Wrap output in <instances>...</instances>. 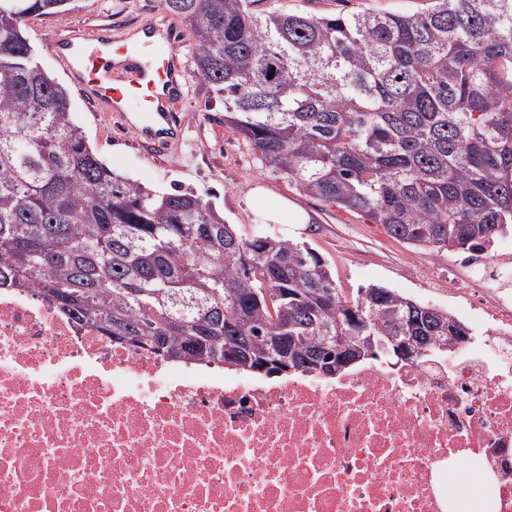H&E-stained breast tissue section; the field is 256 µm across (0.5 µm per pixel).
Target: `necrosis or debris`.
Listing matches in <instances>:
<instances>
[{"mask_svg": "<svg viewBox=\"0 0 512 512\" xmlns=\"http://www.w3.org/2000/svg\"><path fill=\"white\" fill-rule=\"evenodd\" d=\"M498 300L447 361L328 382L170 371L0 292V512H454L456 470L512 512V248L468 263ZM471 463L477 465L478 462L472 460L466 464L470 465ZM475 465L467 468L465 473V486L460 494L464 498H477L482 503H486L487 507H490L494 495L492 478L486 473L483 474L480 468Z\"/></svg>", "mask_w": 512, "mask_h": 512, "instance_id": "obj_1", "label": "necrosis or debris"}]
</instances>
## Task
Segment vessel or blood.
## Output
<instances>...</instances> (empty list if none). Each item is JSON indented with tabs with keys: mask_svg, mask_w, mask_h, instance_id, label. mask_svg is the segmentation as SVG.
<instances>
[{
	"mask_svg": "<svg viewBox=\"0 0 512 512\" xmlns=\"http://www.w3.org/2000/svg\"><path fill=\"white\" fill-rule=\"evenodd\" d=\"M51 49L97 111L135 119L142 137L155 147L181 138L175 108L188 93V79L170 24L147 22L120 36L101 28L90 36L60 39Z\"/></svg>",
	"mask_w": 512,
	"mask_h": 512,
	"instance_id": "vessel-or-blood-1",
	"label": "vessel or blood"
}]
</instances>
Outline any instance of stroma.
<instances>
[{
	"label": "stroma",
	"mask_w": 512,
	"mask_h": 512,
	"mask_svg": "<svg viewBox=\"0 0 512 512\" xmlns=\"http://www.w3.org/2000/svg\"><path fill=\"white\" fill-rule=\"evenodd\" d=\"M428 5L429 0H256L254 9L262 12L285 6L334 17L360 10L412 14ZM147 19H167L158 0H70L64 12L30 16L24 33L39 65L62 82L66 75L49 50L52 39L102 24L110 25L118 35ZM190 85L191 94L179 111L182 139L160 156L138 145L135 134L117 118L95 114L80 97H73L72 110L90 147L114 172L162 191L174 185L196 188L223 210L225 221L235 225L243 237L262 230L307 243L330 266L345 298L356 297L359 288L383 285L449 310L468 327L483 326L486 316L474 300L480 285L460 255L416 249L391 238L382 225L366 216L307 196L270 176L242 136L225 126L223 101L210 94L198 77H191ZM258 187L287 200L305 215V223L261 220L250 199L251 190Z\"/></svg>",
	"instance_id": "stroma-1"
}]
</instances>
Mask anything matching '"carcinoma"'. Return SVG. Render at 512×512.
<instances>
[{
  "label": "carcinoma",
  "instance_id": "carcinoma-1",
  "mask_svg": "<svg viewBox=\"0 0 512 512\" xmlns=\"http://www.w3.org/2000/svg\"><path fill=\"white\" fill-rule=\"evenodd\" d=\"M69 0H0V290H36L107 336H148L172 362L307 374L340 360L323 337L441 336L470 328L381 285L346 300L313 248L250 238L193 189L114 173L89 147L69 90L22 25ZM193 33L198 77L268 173L361 212L424 250L467 252L512 229V0H432L414 14H257L251 0H159Z\"/></svg>",
  "mask_w": 512,
  "mask_h": 512
}]
</instances>
